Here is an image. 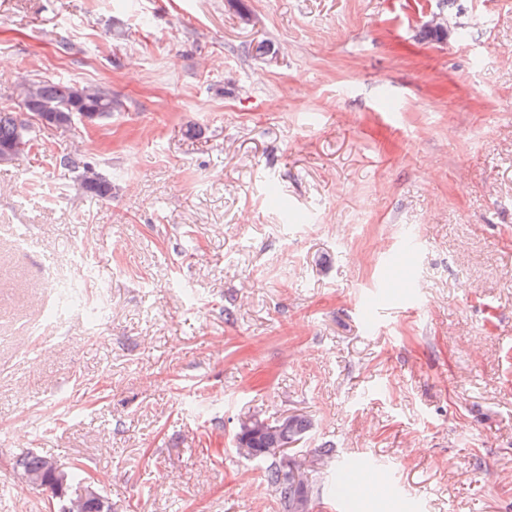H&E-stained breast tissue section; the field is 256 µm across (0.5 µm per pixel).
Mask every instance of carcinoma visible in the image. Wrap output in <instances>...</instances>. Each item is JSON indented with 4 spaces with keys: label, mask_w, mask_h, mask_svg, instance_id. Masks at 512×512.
I'll return each mask as SVG.
<instances>
[{
    "label": "carcinoma",
    "mask_w": 512,
    "mask_h": 512,
    "mask_svg": "<svg viewBox=\"0 0 512 512\" xmlns=\"http://www.w3.org/2000/svg\"><path fill=\"white\" fill-rule=\"evenodd\" d=\"M30 93L26 112H42L54 117L52 126L67 127L83 112L94 115V121L102 122L112 118L120 103L112 98V92L101 86L60 84L49 80L28 81ZM24 112V113H26ZM22 112H0V155L9 152V160H17L28 152L36 142L31 127ZM63 166L75 175L85 193L104 199L112 196V184L92 169L87 163L74 157L63 160ZM311 422L294 415L288 425V431L281 433H257L248 439V447L253 449L256 459L273 458L265 470V481L278 495L283 512H296V499L304 496L313 498L311 484H303L295 479V474L287 473L283 460L275 459L276 452L283 449L286 440L293 436L304 437L310 431ZM50 461L47 456L37 453H25L19 456L15 466L18 473L32 478L47 475L46 467ZM85 480L82 470L76 466L66 468V479L62 484L52 481L42 482L35 489L47 492L51 499L53 512H73L70 509L73 498L69 489L74 483Z\"/></svg>",
    "instance_id": "1"
}]
</instances>
